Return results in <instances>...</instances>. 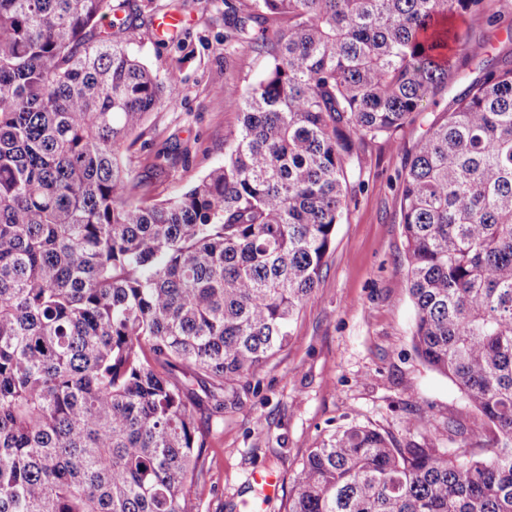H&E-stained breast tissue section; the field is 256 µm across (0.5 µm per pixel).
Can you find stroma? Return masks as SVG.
Wrapping results in <instances>:
<instances>
[{
    "label": "stroma",
    "instance_id": "1",
    "mask_svg": "<svg viewBox=\"0 0 512 512\" xmlns=\"http://www.w3.org/2000/svg\"><path fill=\"white\" fill-rule=\"evenodd\" d=\"M245 2L132 0L137 7L152 4L155 16L168 13L186 21L171 38H159L145 26L130 38L141 60L179 86L178 96L150 115L129 162L151 199L175 196L224 163L225 145L242 116L215 89L229 83L247 90L269 65L247 45L224 40L226 5L239 8ZM491 13L497 26L488 25V15L465 16L459 26L489 35L492 54H511L512 0H490ZM481 74L480 63L471 62L395 140L378 138L358 148L352 198L288 346L241 378V406L220 409L206 400L198 409L205 448L199 474L186 486L198 512H242L246 500L261 503V512H284L307 449L342 425L370 424L399 442L428 441L442 448L448 445L449 420L470 425L467 399L413 346L400 190L407 157L433 119L452 111L457 96ZM174 145L188 148L187 161L156 175L157 153ZM421 413L431 416L430 431L410 428V419ZM264 472L279 480L278 496L268 500L253 481Z\"/></svg>",
    "mask_w": 512,
    "mask_h": 512
}]
</instances>
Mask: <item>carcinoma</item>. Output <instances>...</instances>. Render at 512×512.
I'll use <instances>...</instances> for the list:
<instances>
[{
	"label": "carcinoma",
	"instance_id": "carcinoma-1",
	"mask_svg": "<svg viewBox=\"0 0 512 512\" xmlns=\"http://www.w3.org/2000/svg\"><path fill=\"white\" fill-rule=\"evenodd\" d=\"M487 0H249L270 58L224 165L149 200L127 154L179 94L126 43L128 0H0V512H192V374L224 406L288 345L352 192L458 67L482 77L407 158L413 344L477 417L452 450L341 426L286 512H512V58ZM480 446L474 454L471 444ZM489 12L484 15H466L463 21H459L461 31H469L473 35H490L492 45L490 50L495 55H507L512 53V39L507 38L506 28L511 27L512 35V0H491L488 2ZM495 14L498 25L492 27L487 24V15Z\"/></svg>",
	"mask_w": 512,
	"mask_h": 512
}]
</instances>
